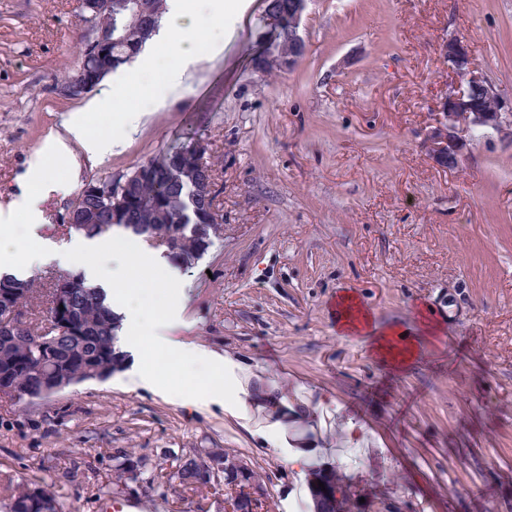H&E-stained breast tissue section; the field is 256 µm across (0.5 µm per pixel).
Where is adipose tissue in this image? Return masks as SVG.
Here are the masks:
<instances>
[{
    "mask_svg": "<svg viewBox=\"0 0 512 512\" xmlns=\"http://www.w3.org/2000/svg\"><path fill=\"white\" fill-rule=\"evenodd\" d=\"M235 9L233 0H167L162 25L139 56L135 77L117 79L110 95L92 99L84 109L78 110L67 123L64 134L53 137L50 155L64 161L66 166H74L71 146L76 143L90 157L103 156L108 144L91 133L89 113L110 111L113 99L119 98L125 106L115 117L116 126L121 131L134 128L147 103L157 94L146 77L157 67L160 51H167L178 60L176 66L166 71L164 79L166 88L177 91L191 77L189 67L199 52L201 24L223 28L225 15L233 14ZM29 178L32 191L0 206V275L25 279L52 263L76 268L87 284L105 289L107 303L124 316L128 334L118 346L124 352L136 350L145 360L146 366L138 374L140 382H161L162 377L153 366L160 344L144 336L142 326L147 311L137 295L126 290L125 284L133 275L146 283L158 276L172 280L177 276L176 268L161 252L143 244L138 245L135 256H127L118 239L107 234L63 244L39 234L44 222L41 204L49 193L61 191L64 183L49 174L39 157L30 165ZM20 214L28 224V233L23 237L17 236L14 230L15 218ZM173 359L182 376L177 392L188 396L190 404L214 400L223 402L231 411L245 410L250 394L234 379L226 359L195 346L175 349Z\"/></svg>",
    "mask_w": 512,
    "mask_h": 512,
    "instance_id": "obj_1",
    "label": "adipose tissue"
}]
</instances>
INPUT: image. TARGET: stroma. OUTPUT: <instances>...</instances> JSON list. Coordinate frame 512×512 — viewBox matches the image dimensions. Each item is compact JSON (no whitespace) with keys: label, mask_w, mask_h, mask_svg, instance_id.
Instances as JSON below:
<instances>
[{"label":"stroma","mask_w":512,"mask_h":512,"mask_svg":"<svg viewBox=\"0 0 512 512\" xmlns=\"http://www.w3.org/2000/svg\"><path fill=\"white\" fill-rule=\"evenodd\" d=\"M238 2L191 79L123 146L96 159L74 146L80 176L48 200L43 232L73 239L61 216L84 183L205 133L224 234L146 293L184 309L165 331L171 346L231 359L253 402L243 414L187 407L121 371L43 402H0V507L41 479L66 512H100L107 497L137 512H224L172 464L225 451L263 475L273 512H311L305 478L266 439L279 423L288 447L312 449L365 500L512 512V136L472 130L452 171L422 142L453 82L442 38H464L512 100V0H309L305 52L273 77L252 63L264 0ZM94 36L79 0H0L1 205L81 107L60 86ZM346 292L374 325H401L409 361L338 330Z\"/></svg>","instance_id":"1"}]
</instances>
